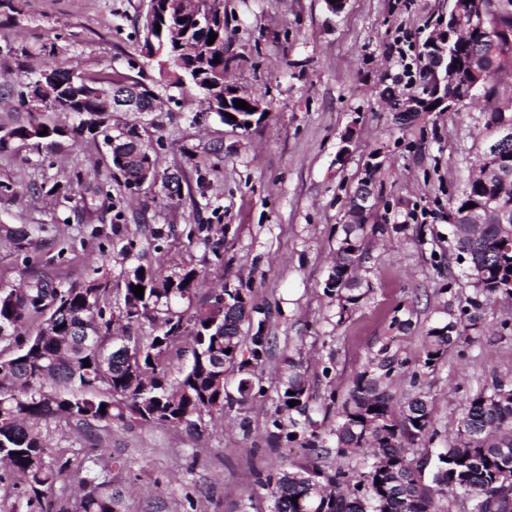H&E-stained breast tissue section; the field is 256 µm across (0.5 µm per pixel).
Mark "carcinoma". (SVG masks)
<instances>
[{"label":"carcinoma","instance_id":"obj_1","mask_svg":"<svg viewBox=\"0 0 512 512\" xmlns=\"http://www.w3.org/2000/svg\"><path fill=\"white\" fill-rule=\"evenodd\" d=\"M484 4L483 28L469 32L467 41L452 48L456 58L477 65L486 112L478 134L481 143L492 125L512 121V96L498 94L499 63L512 57V0H484ZM214 59L209 55L206 71L200 74L183 56L168 62L170 70L204 81L209 74L224 71V63ZM39 74L38 69L19 65L22 104L35 112H70L78 123L67 130L45 122L0 127V151L19 142L40 156L60 138L76 143L87 134L100 136L113 176L121 178L128 191L137 187L138 170L121 158L136 152L155 162L153 146L134 126L123 127L114 136L110 126L96 133L82 121L83 114L100 107L91 89L112 79L64 67L65 87L53 98L35 103L32 96L38 91ZM44 130L47 134L40 135ZM115 138L121 139L120 153L112 150ZM507 175L505 186L494 170L485 181H470L450 209L449 219L459 255L469 264L481 293L511 297L512 167ZM497 190L502 193L500 210L484 212L483 224L472 226L465 205L479 206ZM367 218L365 214L360 223L342 226L332 272L325 282L324 292L336 298L342 313L363 296L358 268ZM188 235L204 247L211 261H223L224 240L215 237L213 225L193 224ZM121 252L139 264L127 269L116 283L56 282L35 274L17 286L0 288V344L12 350L10 357L0 358V463L8 464L26 484L32 512H57L48 489L69 465L67 460L47 463V444L33 429L35 422L63 419L86 429L97 423H153L197 431L205 418L242 409L256 396L255 370L271 348L270 312L249 303L243 288H223L196 305L201 276L196 265L189 262L165 274L140 263L130 239ZM138 285L144 287L141 298L132 291ZM114 294L120 298L116 307L112 306ZM442 314L422 337L421 352L414 361L416 379L433 373L448 347L467 339L469 323L476 320L472 314H451L446 307ZM30 321L38 322L36 333L21 335L20 329ZM145 324L152 335H141ZM126 342L140 354V365L134 370L113 359V351ZM183 342L191 352L185 366L178 363ZM283 362L272 435L280 436V417L286 416L292 427L288 442L315 449L329 441L338 456L365 451L370 463L365 470L351 473L285 464L258 475L257 483L268 488L273 498V512H445L441 504L459 498L469 502V512H512V485L500 479L504 470H512L511 382L495 380L490 388L466 399L454 441L430 466L412 457L410 450L423 438L437 435L433 398L416 383L404 398L396 397L393 380L408 364L399 353L384 345L368 358L352 375L336 420L323 431L315 428L309 414V384L302 362L288 355ZM226 368L238 375L233 393L213 384V378ZM291 401L297 405L290 406ZM85 488L76 512H117L107 483L88 481Z\"/></svg>","mask_w":512,"mask_h":512}]
</instances>
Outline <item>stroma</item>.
<instances>
[{
	"label": "stroma",
	"instance_id": "35a3bbf8",
	"mask_svg": "<svg viewBox=\"0 0 512 512\" xmlns=\"http://www.w3.org/2000/svg\"><path fill=\"white\" fill-rule=\"evenodd\" d=\"M149 0H9L0 7V127L27 123L16 72L19 46L54 43L56 61L94 76L137 80L163 104L155 112H113L112 125H136L153 144L160 172L176 174L181 193L144 186L129 194L113 178L101 141L63 140L35 156L12 145L0 152V288L33 272L82 281L118 279L126 265L112 230L134 238L144 264L171 272L201 263L198 301L213 289H249L270 311L272 349L257 374L265 394L246 413L228 412L200 432L160 424L88 431L58 423L52 457L71 471L50 496L70 512L79 484L98 457L119 512H270L257 473L283 463L364 467L269 433L281 387V358L302 355L310 414L318 426L336 418L330 395H343L369 351L390 343L415 360L442 307L469 308L475 296L448 224L476 160L480 104L456 112H421L399 125L392 99L421 93L423 44L433 19L452 0H347L331 13L325 0H224V56L232 82L262 97L267 114L242 130L206 113L199 95L170 86L137 51ZM369 181L373 230L359 274L369 290L339 313L324 293L349 200ZM57 181L68 197L49 194ZM99 187L84 201L86 185ZM190 224L224 227V261L203 262L186 237ZM41 226L37 245L19 249L10 230ZM174 236L153 247L150 230ZM469 341L449 347L424 387L434 401L437 437L414 448L421 459L452 441L465 398L497 379L512 380V298L485 301ZM411 319L406 328L393 318Z\"/></svg>",
	"mask_w": 512,
	"mask_h": 512
}]
</instances>
